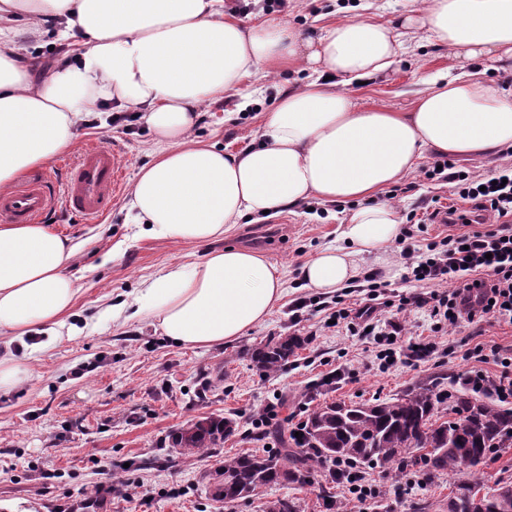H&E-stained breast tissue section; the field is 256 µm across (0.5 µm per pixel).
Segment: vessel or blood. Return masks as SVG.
Returning <instances> with one entry per match:
<instances>
[{
    "mask_svg": "<svg viewBox=\"0 0 512 512\" xmlns=\"http://www.w3.org/2000/svg\"><path fill=\"white\" fill-rule=\"evenodd\" d=\"M121 173V158L116 151L87 149L69 165L62 187H55L46 174L33 173L0 191V220L33 224L58 201L80 216L102 214L120 187Z\"/></svg>",
    "mask_w": 512,
    "mask_h": 512,
    "instance_id": "1",
    "label": "vessel or blood"
}]
</instances>
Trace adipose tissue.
<instances>
[{
    "label": "adipose tissue",
    "instance_id": "1",
    "mask_svg": "<svg viewBox=\"0 0 512 512\" xmlns=\"http://www.w3.org/2000/svg\"><path fill=\"white\" fill-rule=\"evenodd\" d=\"M50 18L63 19L55 35L76 61L41 73L17 41L40 38ZM407 28L449 49L457 73L433 76L410 111L360 106L343 85L387 70ZM475 61L483 72L469 70ZM301 65L314 80L280 97L257 144L232 154L193 138L204 106L258 71ZM490 71H512V0H426L391 21L344 18L308 36L281 21L244 23L224 0H0V190L70 149L104 103L132 108L155 151L130 188V223L156 239L205 244L247 216L273 219L312 199L356 202L341 244L299 269L306 287L329 292L361 276L364 256L385 257L400 223L374 198L424 155L512 149V87ZM74 253L44 225L0 224V391L34 375L11 351L17 339H60L78 291ZM286 292L284 273L262 253L227 246L189 267L165 266L112 316H147L169 341L210 348L262 323Z\"/></svg>",
    "mask_w": 512,
    "mask_h": 512
}]
</instances>
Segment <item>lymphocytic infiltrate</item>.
Here are the masks:
<instances>
[{
  "mask_svg": "<svg viewBox=\"0 0 512 512\" xmlns=\"http://www.w3.org/2000/svg\"><path fill=\"white\" fill-rule=\"evenodd\" d=\"M425 179L452 184L453 194L468 202V210L438 206L431 221L452 225L441 240L419 247L403 241L400 255L410 272L409 292L402 294L398 310L407 314L422 309L435 324L482 323L512 326V164L503 163L490 174L457 172L451 159L439 158L423 170ZM385 303L368 301L356 308L333 312L345 321L352 335L371 334L388 342L401 336V323L384 319ZM497 374L472 369L464 386L484 391L502 402L512 400V358L499 362Z\"/></svg>",
  "mask_w": 512,
  "mask_h": 512,
  "instance_id": "obj_1",
  "label": "lymphocytic infiltrate"
}]
</instances>
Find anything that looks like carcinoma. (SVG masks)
<instances>
[{
  "mask_svg": "<svg viewBox=\"0 0 512 512\" xmlns=\"http://www.w3.org/2000/svg\"><path fill=\"white\" fill-rule=\"evenodd\" d=\"M303 343L299 336H284L260 342L250 349L258 370H281ZM427 386H418L374 403H324L314 407L302 421L299 436L282 438L279 452L243 454L224 461V479L213 482L212 495L252 497L264 489L282 485L305 486L310 478L328 469L327 484L320 488L322 506L328 512L342 509V500L332 492L341 483L336 463L363 466L377 464L403 467L408 455L418 460L432 476H451L466 468L477 471L498 448H512V407L468 390L448 403ZM237 431L230 417H209L190 422L171 438L169 452L181 456H205ZM451 512H471V498L480 496L485 512H512V483L504 482L484 492L478 482L459 487ZM265 512H300L298 502L278 498L266 502Z\"/></svg>",
  "mask_w": 512,
  "mask_h": 512,
  "instance_id": "1",
  "label": "carcinoma"
}]
</instances>
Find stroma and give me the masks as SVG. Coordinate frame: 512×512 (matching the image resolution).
<instances>
[{
    "instance_id": "35a3bbf8",
    "label": "stroma",
    "mask_w": 512,
    "mask_h": 512,
    "mask_svg": "<svg viewBox=\"0 0 512 512\" xmlns=\"http://www.w3.org/2000/svg\"><path fill=\"white\" fill-rule=\"evenodd\" d=\"M416 5L417 0H288L281 11L255 6L244 20L284 17L308 33L347 15L385 22ZM451 64L447 50L424 34H411L388 72L351 83L347 91L358 103L405 112L426 90L427 78ZM312 78V71L302 68L251 78L244 94L205 106L197 137L228 151L243 149L255 141L260 114L271 110L282 92ZM93 146L120 153L128 188L150 162L153 140L142 124L130 135L100 121L84 125L73 147L46 166V174L61 183L65 162ZM125 199L124 193L113 197L109 211L99 217L58 209L44 219L77 246L71 272L81 290L66 319L77 332L45 351L12 346L19 359L34 364L37 374L0 392V512H54L59 505H76L96 466L120 478L99 512H264L267 501L283 497L299 498L303 512H324L320 475L309 485H277L228 506L212 497L209 477L224 459L266 451L277 433L289 432L317 404L384 399L417 385L437 393L453 391L458 377L471 367L462 358L469 326L432 330L423 310L408 318L407 337L436 342L446 353L443 362L383 368L375 337L327 325L336 304L363 301L367 288L348 284L324 293L304 287L298 270L320 248L337 242L338 228L353 209L349 202L327 205L321 216L302 210L263 222L248 216L225 236L226 245L259 251L281 266L287 281L284 300L244 336L217 347L189 349L167 341L150 318L112 320L107 307L127 298L142 281L166 265L198 262L208 251L204 245L137 237L136 226L126 219ZM113 248L117 257L104 262V253ZM293 334L304 343L288 365L276 374L260 373L248 348ZM330 375L335 384L322 386ZM216 416L238 422L237 432L222 448L204 458L167 455L179 428ZM44 471L49 479H41ZM366 473L380 493L361 501L348 488L337 487L347 512H448L458 485L470 479L465 470L428 477L413 457L402 472L378 464ZM127 480L139 485L131 500L123 487Z\"/></svg>"
}]
</instances>
